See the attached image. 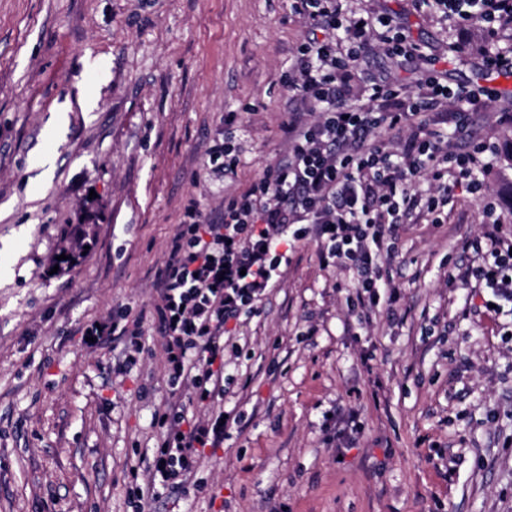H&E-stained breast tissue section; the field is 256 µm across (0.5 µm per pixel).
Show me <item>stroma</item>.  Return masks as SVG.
<instances>
[{
  "instance_id": "35a3bbf8",
  "label": "stroma",
  "mask_w": 512,
  "mask_h": 512,
  "mask_svg": "<svg viewBox=\"0 0 512 512\" xmlns=\"http://www.w3.org/2000/svg\"><path fill=\"white\" fill-rule=\"evenodd\" d=\"M350 5L403 23L449 85L494 83L512 102L479 26L451 30L415 0ZM307 33L290 0H0V512H131L162 350L109 378L111 344L80 328L149 312L189 201L218 208L284 152L282 78ZM230 112L248 135L231 184L205 154ZM74 228L90 248L58 264ZM481 231L462 188L442 223L406 225L396 302L368 318L348 307L351 272L300 246L261 316L233 326L246 346L220 408L241 419L201 458L204 490L153 512H512V316L448 282Z\"/></svg>"
}]
</instances>
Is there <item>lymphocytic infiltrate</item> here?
Here are the masks:
<instances>
[{
    "mask_svg": "<svg viewBox=\"0 0 512 512\" xmlns=\"http://www.w3.org/2000/svg\"><path fill=\"white\" fill-rule=\"evenodd\" d=\"M417 2L446 21L479 22L485 65L512 76V0ZM292 10L310 34L284 77L296 106L282 125V159L214 211L189 202L154 283L150 317L169 396L154 417L159 437L146 457L150 478L128 489L133 512L197 486L204 449L223 447L225 426L214 406L225 395V355L240 349L229 324L260 315L302 242L317 244L324 267L353 271L359 305L374 312L389 284L384 261L402 226L439 222L461 187L481 201L486 230L465 242L474 260L451 279L512 304V240L502 234L484 181L494 148L471 129L472 114L498 103V90L448 85L426 44L389 16L350 10L345 0H292ZM376 50L425 63L417 87L358 76L357 62ZM358 79L363 103L346 96ZM82 334L121 343L116 375L150 350L142 320H129L123 307L85 322Z\"/></svg>",
    "mask_w": 512,
    "mask_h": 512,
    "instance_id": "lymphocytic-infiltrate-1",
    "label": "lymphocytic infiltrate"
}]
</instances>
